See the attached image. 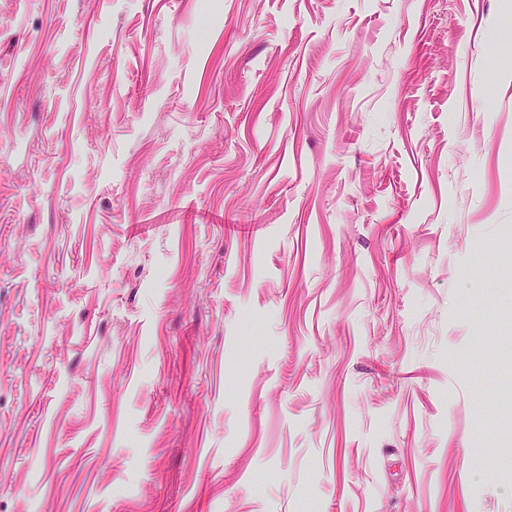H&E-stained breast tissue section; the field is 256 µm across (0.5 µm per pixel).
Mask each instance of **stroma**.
Returning a JSON list of instances; mask_svg holds the SVG:
<instances>
[{
  "mask_svg": "<svg viewBox=\"0 0 512 512\" xmlns=\"http://www.w3.org/2000/svg\"><path fill=\"white\" fill-rule=\"evenodd\" d=\"M0 512H512V0H0Z\"/></svg>",
  "mask_w": 512,
  "mask_h": 512,
  "instance_id": "stroma-1",
  "label": "stroma"
}]
</instances>
